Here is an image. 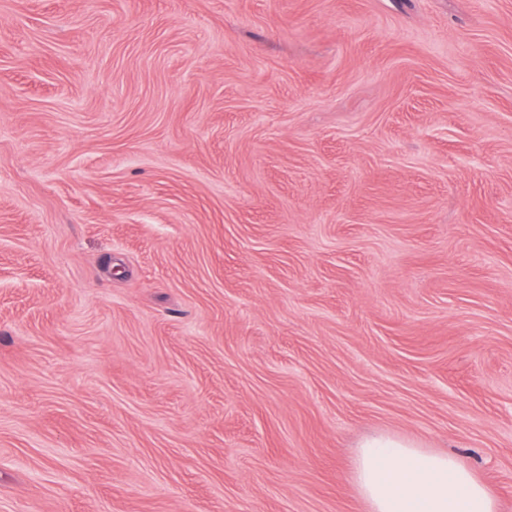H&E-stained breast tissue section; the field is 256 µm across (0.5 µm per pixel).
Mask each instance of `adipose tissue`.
Listing matches in <instances>:
<instances>
[{"mask_svg": "<svg viewBox=\"0 0 512 512\" xmlns=\"http://www.w3.org/2000/svg\"><path fill=\"white\" fill-rule=\"evenodd\" d=\"M353 483L371 512H497L459 457L390 436L361 444Z\"/></svg>", "mask_w": 512, "mask_h": 512, "instance_id": "obj_1", "label": "adipose tissue"}]
</instances>
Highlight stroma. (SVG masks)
<instances>
[{
	"mask_svg": "<svg viewBox=\"0 0 512 512\" xmlns=\"http://www.w3.org/2000/svg\"><path fill=\"white\" fill-rule=\"evenodd\" d=\"M373 434L512 512V0H0V512H370Z\"/></svg>",
	"mask_w": 512,
	"mask_h": 512,
	"instance_id": "obj_1",
	"label": "stroma"
}]
</instances>
